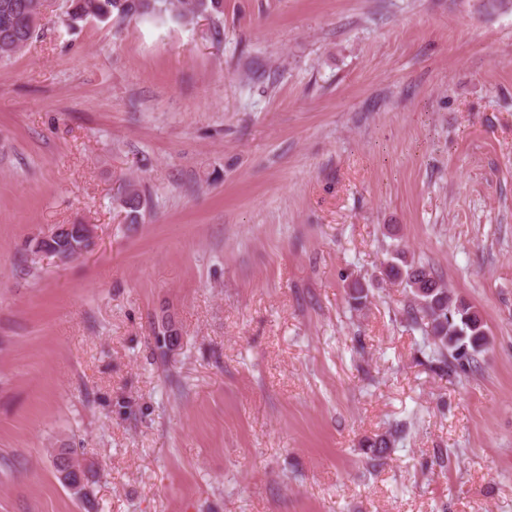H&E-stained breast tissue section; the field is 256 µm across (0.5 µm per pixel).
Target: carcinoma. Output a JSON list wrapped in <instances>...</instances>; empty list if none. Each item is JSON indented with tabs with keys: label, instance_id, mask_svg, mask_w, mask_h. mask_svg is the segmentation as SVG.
<instances>
[{
	"label": "carcinoma",
	"instance_id": "obj_1",
	"mask_svg": "<svg viewBox=\"0 0 512 512\" xmlns=\"http://www.w3.org/2000/svg\"><path fill=\"white\" fill-rule=\"evenodd\" d=\"M35 0H0V58L21 51L33 33L24 23ZM68 16L73 22L87 18L108 20L150 16H174L191 21L220 11L222 0H68ZM123 204L133 212L141 210V191L130 183ZM385 275L409 288L413 299L412 323L426 321L424 332L431 358L439 368L451 373H467L477 368L479 356L488 345V336L479 311L464 299L452 295L430 266L408 258L406 252L394 250L387 259ZM369 289L355 281L349 298L355 308L366 304ZM394 447V440L381 434L362 443L364 453L375 463L382 461Z\"/></svg>",
	"mask_w": 512,
	"mask_h": 512
}]
</instances>
